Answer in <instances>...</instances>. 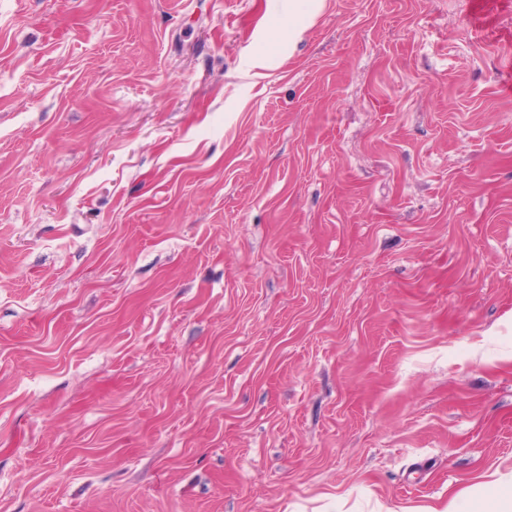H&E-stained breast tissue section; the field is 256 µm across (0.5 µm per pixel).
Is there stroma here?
Listing matches in <instances>:
<instances>
[{
  "label": "stroma",
  "mask_w": 512,
  "mask_h": 512,
  "mask_svg": "<svg viewBox=\"0 0 512 512\" xmlns=\"http://www.w3.org/2000/svg\"><path fill=\"white\" fill-rule=\"evenodd\" d=\"M0 0V512H404L512 481V8Z\"/></svg>",
  "instance_id": "obj_1"
}]
</instances>
